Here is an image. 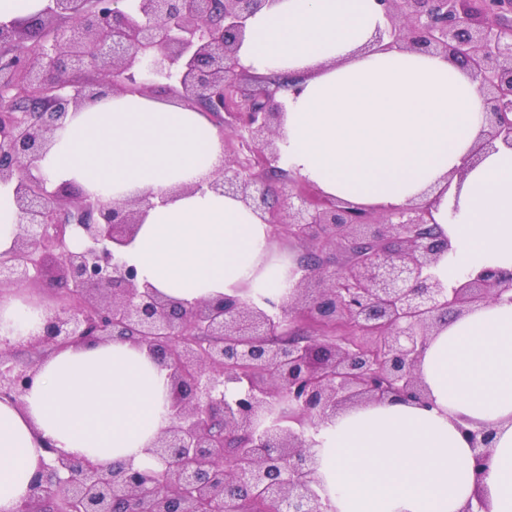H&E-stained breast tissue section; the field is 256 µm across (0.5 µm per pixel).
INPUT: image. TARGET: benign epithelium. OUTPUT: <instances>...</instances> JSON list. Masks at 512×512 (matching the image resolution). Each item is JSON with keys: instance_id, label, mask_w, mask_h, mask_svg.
<instances>
[{"instance_id": "obj_1", "label": "benign epithelium", "mask_w": 512, "mask_h": 512, "mask_svg": "<svg viewBox=\"0 0 512 512\" xmlns=\"http://www.w3.org/2000/svg\"><path fill=\"white\" fill-rule=\"evenodd\" d=\"M388 48L443 53L479 81L484 145L512 142V0H377ZM276 0H47L36 23L0 24V185L23 224L0 254V288L43 279L55 260L57 305L30 346L128 341L170 370L171 424L147 449L152 467L102 465L62 453L41 465L17 512H325L307 427L385 399L422 402L418 373L450 316L512 302V272L489 269L445 288L430 268L451 251L431 206L380 213L303 188L279 166L280 106L247 90L238 52L247 21ZM89 72L100 79L80 80ZM119 90H161L236 138L239 156L193 186L233 195L267 223L312 245L287 299L271 313L238 296L186 308L137 282L114 247L136 234L147 201L106 203L32 173L68 112ZM83 244L72 245L71 229ZM303 323L313 332L298 327ZM0 341V397L31 389L36 361ZM486 468L493 430L460 427Z\"/></svg>"}]
</instances>
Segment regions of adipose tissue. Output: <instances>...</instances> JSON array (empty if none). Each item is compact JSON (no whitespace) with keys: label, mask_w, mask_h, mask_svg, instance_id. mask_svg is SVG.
<instances>
[{"label":"adipose tissue","mask_w":512,"mask_h":512,"mask_svg":"<svg viewBox=\"0 0 512 512\" xmlns=\"http://www.w3.org/2000/svg\"><path fill=\"white\" fill-rule=\"evenodd\" d=\"M377 0H278L248 23L238 57L285 75L278 144L289 170L367 210L432 203L457 259L447 288L512 272V144L480 150L487 104L451 57L386 49ZM224 164L223 135L175 97L115 92L72 112L39 161L50 186L106 201L145 197L135 238L118 247L139 284L185 304L243 290L277 304L292 267L270 257L272 227L239 199L192 191ZM43 313L0 299V337L28 343ZM423 403L380 401L336 413L313 433L327 512H512V304L448 322L425 350ZM167 370L130 343L88 342L38 363L21 401L0 400V512H15L53 451L141 466L170 423ZM492 428L487 471L457 425Z\"/></svg>","instance_id":"ef3b65f1"}]
</instances>
